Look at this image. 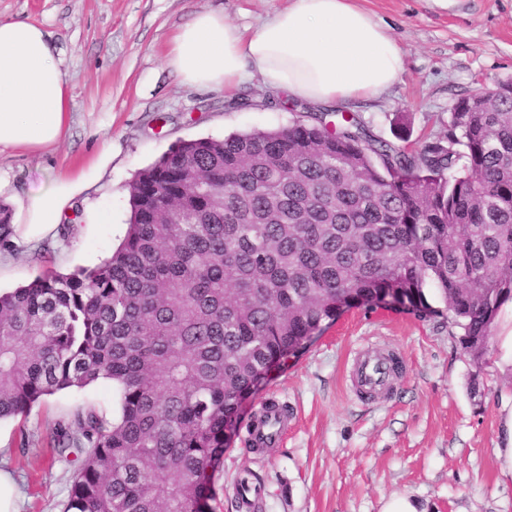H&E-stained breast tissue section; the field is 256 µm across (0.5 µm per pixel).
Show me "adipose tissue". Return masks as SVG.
<instances>
[{"label":"adipose tissue","mask_w":512,"mask_h":512,"mask_svg":"<svg viewBox=\"0 0 512 512\" xmlns=\"http://www.w3.org/2000/svg\"><path fill=\"white\" fill-rule=\"evenodd\" d=\"M167 65L188 84L228 90L254 71L288 100L325 104L377 98L403 71L394 37L355 0H291L251 35L221 12L198 10L174 37ZM68 114L50 33L0 19V146L45 152L62 138ZM97 171L93 165L28 193L11 216L17 234L31 241L50 232Z\"/></svg>","instance_id":"1"}]
</instances>
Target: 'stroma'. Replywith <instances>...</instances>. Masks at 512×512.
<instances>
[{"label": "stroma", "instance_id": "stroma-1", "mask_svg": "<svg viewBox=\"0 0 512 512\" xmlns=\"http://www.w3.org/2000/svg\"><path fill=\"white\" fill-rule=\"evenodd\" d=\"M290 0H0V18L52 33L70 91L60 142L41 154L0 147V191L26 196L48 175L102 160L73 202L64 232L0 250V292L45 269L71 273L107 260L130 216L128 184L182 140L273 130L319 111L251 75L234 93L183 83L164 64L169 42L201 8L255 32ZM402 50L403 74L377 99L342 104L376 138L402 146L445 141L454 104L512 80V0H357ZM512 304L503 306L482 368L464 356L446 319L398 309L353 308L328 325L288 370L239 411L269 399L291 416L276 448L259 456L238 430L215 478L214 512H240L243 472L264 488L259 512H383L406 496L426 512H512V481L497 451L512 428ZM378 347L403 362L396 392L360 399L349 372L357 350ZM112 414L111 384L61 392L24 418L0 421V469L13 476L19 512H64L74 467L47 447L55 422L77 410Z\"/></svg>", "mask_w": 512, "mask_h": 512}]
</instances>
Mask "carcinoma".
Returning <instances> with one entry per match:
<instances>
[{"mask_svg":"<svg viewBox=\"0 0 512 512\" xmlns=\"http://www.w3.org/2000/svg\"><path fill=\"white\" fill-rule=\"evenodd\" d=\"M325 116L176 144L130 181L109 259L0 294V420L97 382L118 396L49 435L75 455L65 512H206L242 403L348 309L446 318L485 363L512 303V96L419 148Z\"/></svg>","mask_w":512,"mask_h":512,"instance_id":"carcinoma-1","label":"carcinoma"}]
</instances>
